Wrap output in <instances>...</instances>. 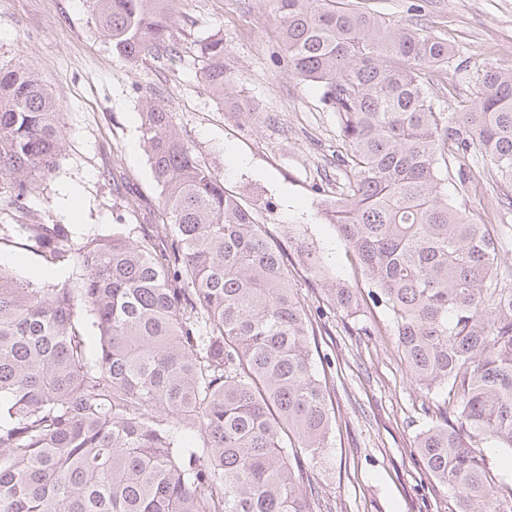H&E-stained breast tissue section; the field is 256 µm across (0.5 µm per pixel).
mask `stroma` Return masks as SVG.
<instances>
[{"label": "stroma", "mask_w": 512, "mask_h": 512, "mask_svg": "<svg viewBox=\"0 0 512 512\" xmlns=\"http://www.w3.org/2000/svg\"><path fill=\"white\" fill-rule=\"evenodd\" d=\"M380 15L427 30L459 52L433 72L442 112L473 98L483 63L512 66V0H364ZM174 57H118L95 21L91 0H0V67L29 69L59 105L63 151L58 168L37 184L22 218L0 210V224L68 225L83 240L115 223L155 235L160 190L141 144L145 99L173 112L183 138L241 195L287 256L314 334L316 369L326 374L336 426L324 460L307 464L303 486L311 512H453L452 491L429 478L415 448L429 421L410 380L393 321L374 306L353 249L317 209L336 193V115L320 92L288 75L271 0H178ZM237 89L253 110L245 121L225 112L199 81L198 52L212 35ZM494 173L466 198L474 222L493 225L503 264L512 266V222ZM77 195L81 218L68 199ZM313 241L326 275L310 276L294 253L290 230ZM357 290L355 315L333 310L326 285Z\"/></svg>", "instance_id": "1"}]
</instances>
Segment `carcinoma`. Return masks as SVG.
Masks as SVG:
<instances>
[{"instance_id":"carcinoma-1","label":"carcinoma","mask_w":512,"mask_h":512,"mask_svg":"<svg viewBox=\"0 0 512 512\" xmlns=\"http://www.w3.org/2000/svg\"><path fill=\"white\" fill-rule=\"evenodd\" d=\"M176 2L93 5L116 54L137 59L173 55ZM272 3L288 74L336 113L342 179L321 213L391 313L424 412L443 399L416 439L424 471L455 512H512L483 452H512V268L448 196L452 174L462 194L482 165L512 187V68L484 66L470 103L440 112L427 75L455 57L447 40L358 0ZM199 58L204 86L249 119L224 38ZM140 115L163 239L0 225V247L21 238L72 268L47 285L0 266V512H310L303 468L330 448L333 416L284 253L172 113L150 100ZM57 117L34 74L0 70L1 210L29 215L34 177L61 153ZM295 246L322 274L311 244ZM327 293L356 313L343 282Z\"/></svg>"}]
</instances>
